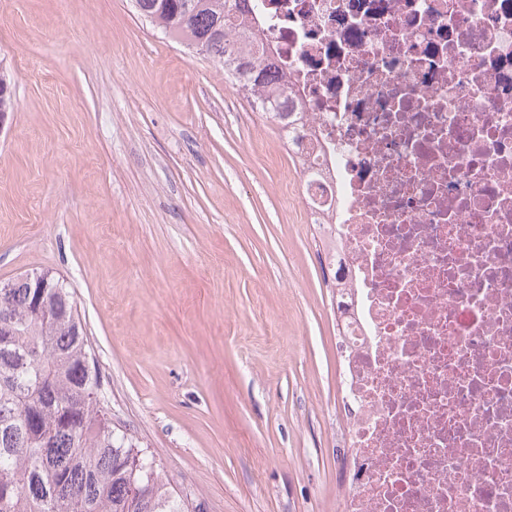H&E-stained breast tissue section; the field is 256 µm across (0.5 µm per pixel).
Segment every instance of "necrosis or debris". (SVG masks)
Wrapping results in <instances>:
<instances>
[{"instance_id": "1", "label": "necrosis or debris", "mask_w": 512, "mask_h": 512, "mask_svg": "<svg viewBox=\"0 0 512 512\" xmlns=\"http://www.w3.org/2000/svg\"><path fill=\"white\" fill-rule=\"evenodd\" d=\"M330 226L342 512H512V0H262Z\"/></svg>"}]
</instances>
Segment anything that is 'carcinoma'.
Listing matches in <instances>:
<instances>
[{
	"label": "carcinoma",
	"instance_id": "1",
	"mask_svg": "<svg viewBox=\"0 0 512 512\" xmlns=\"http://www.w3.org/2000/svg\"><path fill=\"white\" fill-rule=\"evenodd\" d=\"M162 33L224 68V79L283 129L288 86L271 58L253 54L256 0H133ZM50 308L20 276L0 287V512H185L138 441L112 427L80 321L64 282L49 277Z\"/></svg>",
	"mask_w": 512,
	"mask_h": 512
}]
</instances>
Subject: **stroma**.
<instances>
[{"mask_svg":"<svg viewBox=\"0 0 512 512\" xmlns=\"http://www.w3.org/2000/svg\"><path fill=\"white\" fill-rule=\"evenodd\" d=\"M0 281L73 294L114 424L199 512H340L327 242L287 147L131 0H0Z\"/></svg>","mask_w":512,"mask_h":512,"instance_id":"stroma-1","label":"stroma"}]
</instances>
